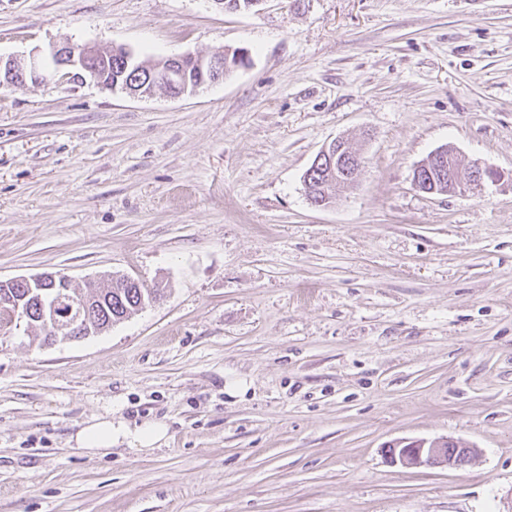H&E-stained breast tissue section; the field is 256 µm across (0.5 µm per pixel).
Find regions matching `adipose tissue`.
<instances>
[{
  "label": "adipose tissue",
  "instance_id": "ef3b65f1",
  "mask_svg": "<svg viewBox=\"0 0 512 512\" xmlns=\"http://www.w3.org/2000/svg\"><path fill=\"white\" fill-rule=\"evenodd\" d=\"M168 430L159 422L135 423L109 416L93 418L82 426L71 440L76 447L97 454L121 446L137 452H149L167 439Z\"/></svg>",
  "mask_w": 512,
  "mask_h": 512
}]
</instances>
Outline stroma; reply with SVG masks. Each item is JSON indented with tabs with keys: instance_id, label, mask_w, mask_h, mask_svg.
<instances>
[{
	"instance_id": "obj_1",
	"label": "stroma",
	"mask_w": 512,
	"mask_h": 512,
	"mask_svg": "<svg viewBox=\"0 0 512 512\" xmlns=\"http://www.w3.org/2000/svg\"><path fill=\"white\" fill-rule=\"evenodd\" d=\"M244 48L196 94L0 90V280L163 298L44 345L0 314V512H512V0H0V55ZM343 137L354 187L307 199ZM453 147L502 171L430 195ZM165 423L91 455L97 416ZM460 439V469L389 445ZM341 139H335L336 152L325 146L315 157L310 167L303 176V185L306 195L309 196L310 202L317 207H324L322 202H314L311 197L310 180L314 173L325 171L324 174H335L336 170L344 174L346 178H350V173L356 172L362 165L361 154H351L349 151L343 152L345 146L338 147ZM360 170V169H359ZM448 153L446 147H440L433 151L428 158L419 164L413 174V184L415 188L426 194H456L465 192L471 186H479L485 180H499L502 173L490 169L483 168L479 165L473 166L467 176L462 178L460 171L446 177V167L448 164Z\"/></svg>"
}]
</instances>
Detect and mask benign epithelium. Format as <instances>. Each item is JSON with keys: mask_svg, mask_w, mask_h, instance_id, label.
<instances>
[{"mask_svg": "<svg viewBox=\"0 0 512 512\" xmlns=\"http://www.w3.org/2000/svg\"><path fill=\"white\" fill-rule=\"evenodd\" d=\"M114 58L127 67L132 60V52L120 46L103 52L94 45L67 43L52 47L46 57L41 55L38 49L30 52L26 58L0 56V88L22 85L28 81L40 82L52 71L64 79L78 73L90 72L95 76V83L105 90L113 92L120 90L134 97H144L151 95L155 87L161 84L168 88L171 96L181 97L196 93L204 85L224 80L225 61L222 54L209 58L191 54L165 58L153 73L149 74L145 82L125 77V69L119 73H113L112 59ZM186 69L197 72V79L192 82L188 80L175 82L176 76ZM448 157V150L440 147L419 164L413 174L415 188L426 194H456L466 191L471 186H479L486 180L494 181L502 177L501 172L479 165L473 166L465 177L459 172H454L447 177L445 172ZM361 165V155L351 154L342 146L334 150L326 146L317 154L303 176L305 193L311 192L310 180L314 174L321 171L327 174L340 171L348 178ZM17 283L34 285L40 291L48 292L46 296L38 295V300H40L42 312L40 321L50 335L51 342L76 341L88 336L85 326L88 323L92 295L75 298L71 294L68 277L59 273L43 272L16 277L8 281L0 280V286L4 288H10ZM45 298L55 304L63 301L73 304L74 316L64 323L57 321L48 305L43 303ZM472 456L473 448L462 440L450 439L446 442L413 440L399 443V447L393 449L389 459L392 463L410 468L448 466L458 469L467 465Z\"/></svg>", "mask_w": 512, "mask_h": 512, "instance_id": "1", "label": "benign epithelium"}]
</instances>
